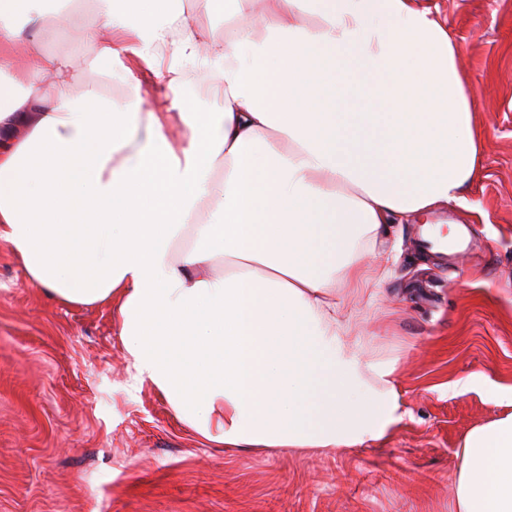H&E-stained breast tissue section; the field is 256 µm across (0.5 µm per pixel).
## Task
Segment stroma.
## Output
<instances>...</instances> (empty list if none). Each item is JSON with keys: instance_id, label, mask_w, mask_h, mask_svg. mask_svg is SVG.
<instances>
[{"instance_id": "1", "label": "stroma", "mask_w": 512, "mask_h": 512, "mask_svg": "<svg viewBox=\"0 0 512 512\" xmlns=\"http://www.w3.org/2000/svg\"><path fill=\"white\" fill-rule=\"evenodd\" d=\"M419 3L461 46L485 157L467 205L418 218L468 226L467 253L432 260L414 226L399 225L388 277L342 307L369 349L394 361L408 417L386 442L347 451L218 448L136 380L110 306L48 298L0 243V512H454L462 440L503 412L485 387L512 386V0ZM96 22L94 0H75L22 28L113 99L135 85L155 98L149 72L104 81L76 49L74 29Z\"/></svg>"}]
</instances>
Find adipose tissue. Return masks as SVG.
Instances as JSON below:
<instances>
[{
    "label": "adipose tissue",
    "mask_w": 512,
    "mask_h": 512,
    "mask_svg": "<svg viewBox=\"0 0 512 512\" xmlns=\"http://www.w3.org/2000/svg\"><path fill=\"white\" fill-rule=\"evenodd\" d=\"M17 3L0 0V242L29 282L111 304L137 378L207 441L384 440L407 415L394 366L365 358L336 291L383 279L365 262L392 226L465 204L481 171L448 28L417 0H264L257 37L251 0H205L238 27L214 40L170 0H97L77 48L110 77L150 72L163 109L71 97L82 72L24 36ZM183 60L201 61L215 108L178 95ZM76 208L94 223H70ZM486 394L507 412L465 435L455 512H512V388Z\"/></svg>",
    "instance_id": "adipose-tissue-1"
}]
</instances>
